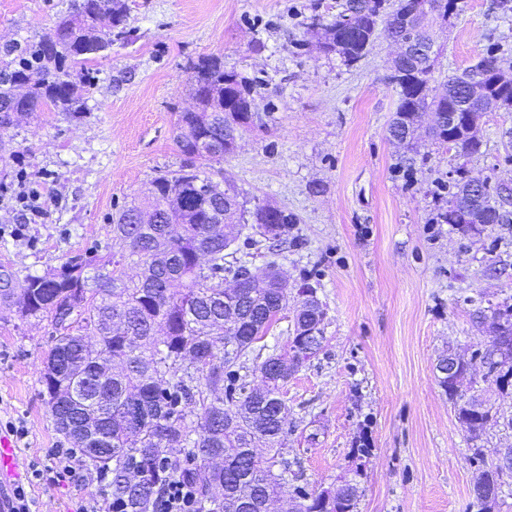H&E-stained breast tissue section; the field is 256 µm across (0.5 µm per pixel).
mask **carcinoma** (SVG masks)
<instances>
[{
    "mask_svg": "<svg viewBox=\"0 0 512 512\" xmlns=\"http://www.w3.org/2000/svg\"><path fill=\"white\" fill-rule=\"evenodd\" d=\"M460 10L458 0H339L332 20L314 11L305 25L318 31L324 53L353 68L366 56L379 22L391 37L433 44L434 25L447 24ZM128 19L127 0H75L39 39L1 45L0 113L8 121L0 119V139L17 112L50 107L81 117L98 82L91 62L131 39ZM436 55L393 60L386 80L397 91L398 106L390 134L407 141L418 114L430 112L436 144L475 153L487 107L512 112V75L490 45L462 74L437 84ZM472 84L480 92H471L459 124L448 127V113ZM188 85L195 108L180 113L175 137L183 164L153 180L149 215L126 204L111 214L112 243L105 248L119 256L112 268L95 263L88 252L79 254L51 272L27 276L19 288H0V301L14 305L23 319L51 320L54 344L41 373L47 404L56 430L98 475L110 477L112 512H154L157 497L177 481L194 490L197 512H268L288 470L277 448L284 434L282 389L320 350L323 336L312 342L306 332L322 326L324 317L320 307L307 308L317 287L305 274L293 288L296 316L286 347L255 367L264 386L250 387L246 361L288 307V282L280 281L273 261L255 267L236 256L226 260L231 241L224 228L239 224L244 239L237 251L263 240L275 255L296 219L260 204L246 207L230 185L210 195L216 181L204 166L224 161L225 129L260 121L275 104L264 79L227 71L218 58L195 63ZM441 188L448 189V201L436 223L462 230L512 224L491 179L480 197L464 176ZM128 259L140 269L135 280L124 275ZM228 279L231 288L224 287ZM487 311L486 346L468 360L455 358L454 373L438 377L472 440L491 418L465 398L472 363L480 362L485 378L512 399V304L505 299L476 315ZM257 437L275 446L271 457L255 454ZM176 445L184 458H171ZM472 467L471 492L483 512H491L504 471L480 448L473 451ZM290 499L292 512H356L357 487L345 481L317 492L295 485Z\"/></svg>",
    "mask_w": 512,
    "mask_h": 512,
    "instance_id": "cac0c4a2",
    "label": "carcinoma"
}]
</instances>
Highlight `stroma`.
Returning a JSON list of instances; mask_svg holds the SVG:
<instances>
[{
  "mask_svg": "<svg viewBox=\"0 0 512 512\" xmlns=\"http://www.w3.org/2000/svg\"><path fill=\"white\" fill-rule=\"evenodd\" d=\"M499 0H464L446 27L436 80L462 72L489 44L512 66V12ZM70 0H0V45L41 36ZM131 42L94 63L99 81L83 117L44 109L17 118L0 159V272L40 275L91 244L110 242L116 203L149 208L150 183L178 169L179 112L192 107L189 61L216 57L225 69L263 77L275 109L241 130L220 183L244 200L284 209L297 222L278 262L289 281L316 271L326 306L319 353L288 379L284 456L299 483L358 488L357 512H477L471 441L436 380L440 355L483 347L469 296L512 297V224L461 233L436 223L445 205L438 182L456 167L512 193V112L482 116L478 154L463 157L416 130L410 184L402 150L387 128L398 97L386 81L395 44L378 32L360 68L316 47L302 26L330 16L336 0H128ZM305 40L296 49V40ZM42 193L38 212L16 197ZM49 319L21 320L0 305V420L22 419L23 463L48 464L68 447L56 431L40 382L52 345ZM372 451L361 455L359 439ZM37 512H76L98 500L95 479L79 487L36 484Z\"/></svg>",
  "mask_w": 512,
  "mask_h": 512,
  "instance_id": "35a3bbf8",
  "label": "stroma"
}]
</instances>
